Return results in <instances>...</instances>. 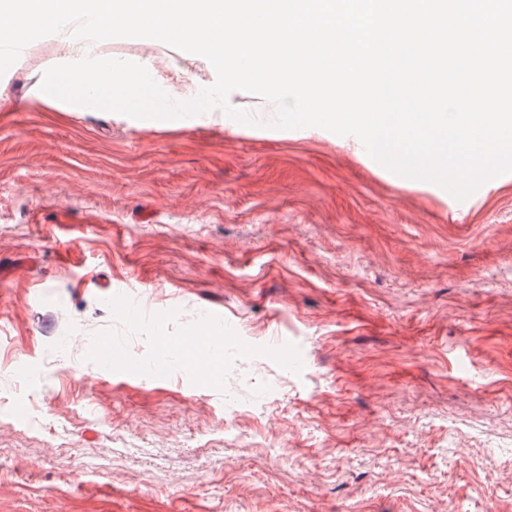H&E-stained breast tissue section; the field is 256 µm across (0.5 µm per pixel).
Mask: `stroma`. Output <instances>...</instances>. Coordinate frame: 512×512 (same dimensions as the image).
<instances>
[{
    "instance_id": "stroma-1",
    "label": "stroma",
    "mask_w": 512,
    "mask_h": 512,
    "mask_svg": "<svg viewBox=\"0 0 512 512\" xmlns=\"http://www.w3.org/2000/svg\"><path fill=\"white\" fill-rule=\"evenodd\" d=\"M66 60L0 75V512H512V172L460 202L247 92L255 127L57 100Z\"/></svg>"
}]
</instances>
